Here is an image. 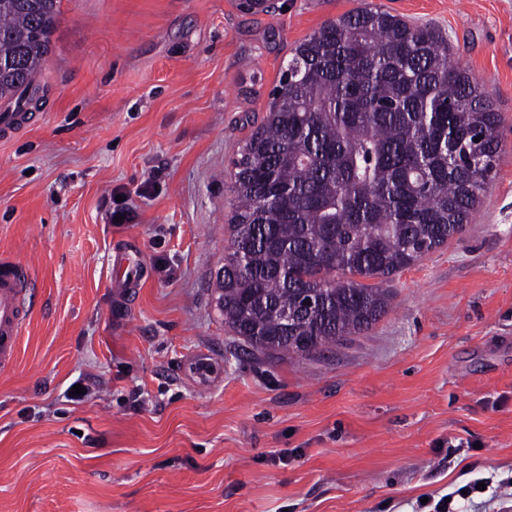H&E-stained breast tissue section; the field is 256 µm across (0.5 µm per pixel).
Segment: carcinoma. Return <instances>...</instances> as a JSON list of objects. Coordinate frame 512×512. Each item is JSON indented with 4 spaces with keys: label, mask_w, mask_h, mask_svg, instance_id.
I'll return each instance as SVG.
<instances>
[{
    "label": "carcinoma",
    "mask_w": 512,
    "mask_h": 512,
    "mask_svg": "<svg viewBox=\"0 0 512 512\" xmlns=\"http://www.w3.org/2000/svg\"><path fill=\"white\" fill-rule=\"evenodd\" d=\"M60 3L0 0L8 112L39 100ZM499 122L436 28L367 3L324 23L292 50L234 162L224 324L271 359L298 360L370 329L392 301L384 284L471 219L500 157Z\"/></svg>",
    "instance_id": "carcinoma-1"
}]
</instances>
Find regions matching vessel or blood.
<instances>
[{
    "instance_id": "vessel-or-blood-1",
    "label": "vessel or blood",
    "mask_w": 512,
    "mask_h": 512,
    "mask_svg": "<svg viewBox=\"0 0 512 512\" xmlns=\"http://www.w3.org/2000/svg\"><path fill=\"white\" fill-rule=\"evenodd\" d=\"M112 269L114 292L123 300L138 287L146 266L136 246L125 245L114 250ZM34 297L35 281L29 269L14 260L0 259V368L17 360Z\"/></svg>"
}]
</instances>
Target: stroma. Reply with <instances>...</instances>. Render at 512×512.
Here are the masks:
<instances>
[{
	"label": "stroma",
	"instance_id": "1",
	"mask_svg": "<svg viewBox=\"0 0 512 512\" xmlns=\"http://www.w3.org/2000/svg\"><path fill=\"white\" fill-rule=\"evenodd\" d=\"M360 2L61 0L43 96L0 136V257L36 283L0 370V512H415L512 476V0H370L442 32L502 143L469 224L372 329L271 361L216 306L233 162L284 59ZM131 243L147 274L118 311ZM479 482H484L486 484V489L490 488L493 481L491 477H480L475 478L467 482L465 485L459 487L452 493L443 495L433 506V510L429 511H415V512H453L454 510L451 508L452 502L455 496H459L460 498H470L473 493H483L484 491H479L476 489V486ZM462 489L467 491V494L462 493ZM444 498H450V502L445 503Z\"/></svg>",
	"mask_w": 512,
	"mask_h": 512
}]
</instances>
